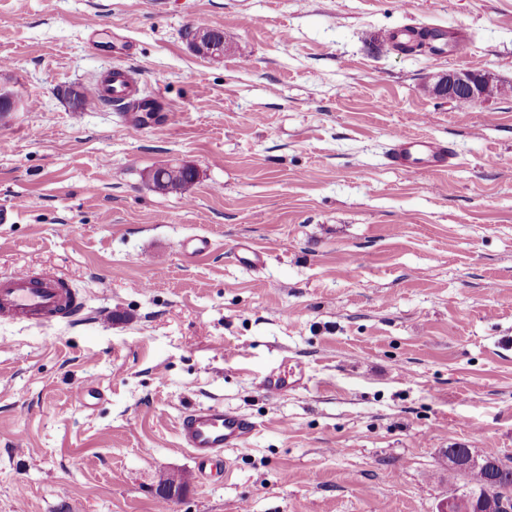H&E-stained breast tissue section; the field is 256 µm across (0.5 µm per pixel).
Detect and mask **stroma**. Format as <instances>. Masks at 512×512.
Listing matches in <instances>:
<instances>
[{"mask_svg": "<svg viewBox=\"0 0 512 512\" xmlns=\"http://www.w3.org/2000/svg\"><path fill=\"white\" fill-rule=\"evenodd\" d=\"M406 27L468 47L401 53ZM118 65L162 106L138 133L73 101ZM448 70L512 85V0H0V274L87 305L0 323V512H436L443 449L512 457V94L425 92ZM398 132L453 166L393 165ZM169 163L185 192L148 183ZM291 359L304 386L263 391ZM215 403L257 433L202 476L176 425ZM195 49L203 56L216 55L221 53L225 47L222 36L214 29H199L193 33Z\"/></svg>", "mask_w": 512, "mask_h": 512, "instance_id": "1", "label": "stroma"}]
</instances>
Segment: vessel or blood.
<instances>
[{"label":"vessel or blood","instance_id":"vessel-or-blood-1","mask_svg":"<svg viewBox=\"0 0 512 512\" xmlns=\"http://www.w3.org/2000/svg\"><path fill=\"white\" fill-rule=\"evenodd\" d=\"M137 85L134 71L119 67L113 69L111 82L98 81L92 85L91 96L97 102L109 97L120 104L128 100ZM391 159L411 173L441 170L448 165L449 151L443 143L398 134L394 137ZM85 308L78 292L53 271L21 269L0 274V322L24 321L36 326L72 323ZM304 376V367L296 362L286 371L266 374L260 386L268 394L279 395L300 386ZM255 431L256 426L249 418L220 404L187 411L176 426L181 446L189 449L202 472L220 462L225 449L246 445Z\"/></svg>","mask_w":512,"mask_h":512}]
</instances>
